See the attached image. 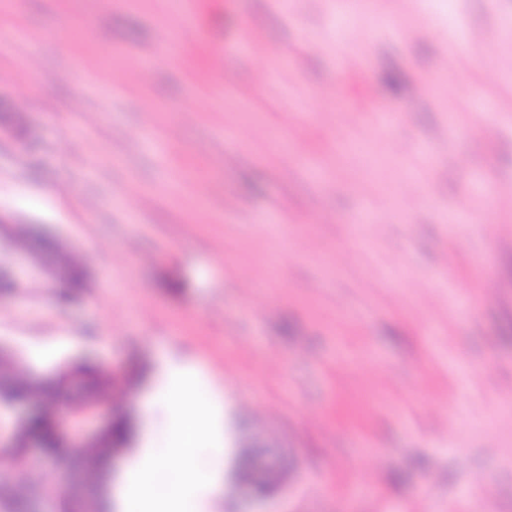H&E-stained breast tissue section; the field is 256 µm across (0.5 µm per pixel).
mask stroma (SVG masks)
I'll return each mask as SVG.
<instances>
[{"label": "stroma", "mask_w": 512, "mask_h": 512, "mask_svg": "<svg viewBox=\"0 0 512 512\" xmlns=\"http://www.w3.org/2000/svg\"><path fill=\"white\" fill-rule=\"evenodd\" d=\"M510 185L512 0H0V214L87 273L16 254L0 343L99 359L119 472L205 370L280 473L209 512H512ZM31 253H49L57 263L58 282L63 288L72 292H80L86 288V279L81 265L72 259L62 260L63 250L58 243L45 237L31 233L24 225H20L14 237Z\"/></svg>", "instance_id": "stroma-1"}]
</instances>
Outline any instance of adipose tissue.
Masks as SVG:
<instances>
[{"mask_svg": "<svg viewBox=\"0 0 512 512\" xmlns=\"http://www.w3.org/2000/svg\"><path fill=\"white\" fill-rule=\"evenodd\" d=\"M164 371L146 414L163 416L165 443L159 448L146 439L103 500L121 501L123 512H207V502L224 493V395L204 398L199 371L174 357L165 358ZM173 458L180 462L175 470L169 466Z\"/></svg>", "mask_w": 512, "mask_h": 512, "instance_id": "1", "label": "adipose tissue"}]
</instances>
